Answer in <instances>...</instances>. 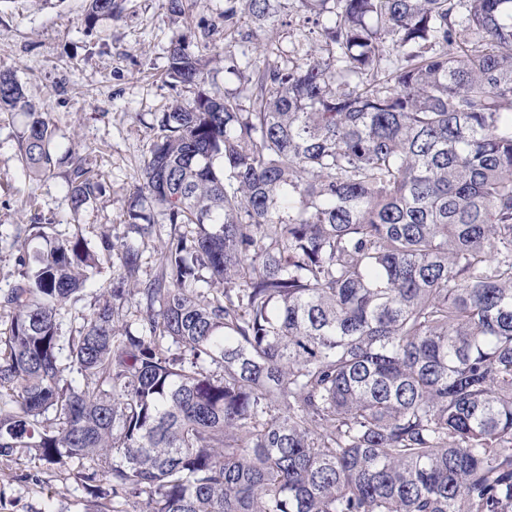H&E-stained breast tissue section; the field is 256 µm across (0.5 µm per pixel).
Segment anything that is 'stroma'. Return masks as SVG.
I'll return each mask as SVG.
<instances>
[{"label": "stroma", "instance_id": "obj_1", "mask_svg": "<svg viewBox=\"0 0 512 512\" xmlns=\"http://www.w3.org/2000/svg\"><path fill=\"white\" fill-rule=\"evenodd\" d=\"M118 18L86 27V0H6L0 5V70L14 73L26 98L50 114L60 164L47 177L28 179L18 160V135L26 117L0 114V293L19 277L30 227L48 225L55 236L80 235L98 248L103 234L125 238V212L153 138L154 113L174 99H190L192 89L166 81V50L175 35L196 40L200 26L211 29L209 48L217 59L216 92L236 88L225 73L220 15L224 0H186L183 17L172 16L161 0H123ZM319 35L311 21L292 10L280 29L282 49L297 57L314 55ZM77 153L105 186L104 193L73 211L62 159ZM119 265L106 260L82 299L66 303L60 332L75 335L82 314L101 305ZM91 496L66 469L43 470L17 454L0 460V512H86Z\"/></svg>", "mask_w": 512, "mask_h": 512}]
</instances>
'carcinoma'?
Wrapping results in <instances>:
<instances>
[{
	"instance_id": "cac0c4a2",
	"label": "carcinoma",
	"mask_w": 512,
	"mask_h": 512,
	"mask_svg": "<svg viewBox=\"0 0 512 512\" xmlns=\"http://www.w3.org/2000/svg\"><path fill=\"white\" fill-rule=\"evenodd\" d=\"M293 3L329 19L318 57L248 60L233 93L171 39L197 93L155 114L128 204L142 239L152 207L169 224L150 279L122 240L36 225L3 296L0 457L100 474L96 512H512V0H225L229 68ZM23 108L39 179L48 113L0 72V112ZM67 186L76 213L102 193L80 156ZM114 253L110 300L61 335Z\"/></svg>"
}]
</instances>
